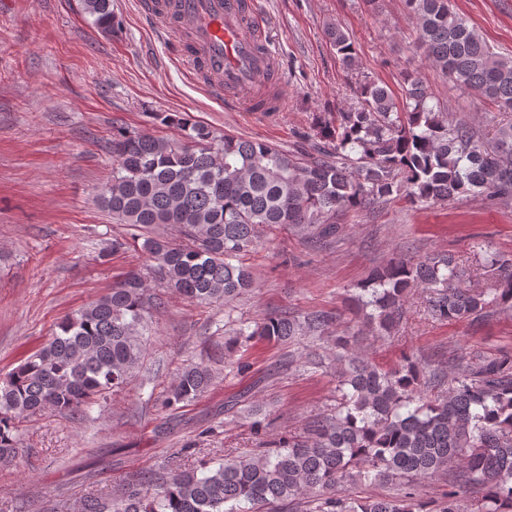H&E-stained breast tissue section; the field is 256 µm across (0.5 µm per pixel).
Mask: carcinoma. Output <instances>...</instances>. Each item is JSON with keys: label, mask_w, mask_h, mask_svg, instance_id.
Wrapping results in <instances>:
<instances>
[{"label": "carcinoma", "mask_w": 512, "mask_h": 512, "mask_svg": "<svg viewBox=\"0 0 512 512\" xmlns=\"http://www.w3.org/2000/svg\"><path fill=\"white\" fill-rule=\"evenodd\" d=\"M418 42L431 65L468 92L512 112V57L493 52L450 0H405ZM101 30L113 27L112 0H82ZM350 68L357 56L337 25L325 29ZM444 104L417 76L403 78L401 101L367 80L357 105L316 121L308 147L284 151L266 142L216 134L176 114L155 119L183 128L171 142L115 127L112 182L103 206L112 219L138 229L142 249L166 287L199 303L237 299L252 287L242 258L261 232L283 226L325 244L339 232L336 217L375 209L393 194L413 205L447 202L477 190L512 202V123L483 139L466 122L450 124ZM179 228L176 243L159 233ZM495 277L453 255L395 258L374 269L355 301L380 335L403 316L414 288L429 292L425 308L442 320L482 318L512 309V258L490 256ZM467 280L471 286L461 287ZM161 305L143 272L133 270L88 306L66 315L59 333L0 375V462L19 451L23 423L47 410L79 413L127 383L145 352V313ZM326 313L275 316L236 335L284 343L325 332ZM336 406L305 435L274 441L259 454L228 453L215 466L170 476L137 473L108 501L87 499L81 512H512V357L473 351L426 371L413 356L385 370L336 337ZM215 379L205 363L184 366L166 402L196 398ZM448 475L441 505L407 492L402 498L346 494L358 478L403 481ZM474 494L470 506L457 489Z\"/></svg>", "instance_id": "cac0c4a2"}]
</instances>
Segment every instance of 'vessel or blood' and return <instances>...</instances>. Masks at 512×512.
Here are the masks:
<instances>
[{
	"label": "vessel or blood",
	"mask_w": 512,
	"mask_h": 512,
	"mask_svg": "<svg viewBox=\"0 0 512 512\" xmlns=\"http://www.w3.org/2000/svg\"><path fill=\"white\" fill-rule=\"evenodd\" d=\"M141 9L193 45L187 64L217 99L235 106L268 91L278 64L263 46L265 23L251 0H174L168 10L143 0Z\"/></svg>",
	"instance_id": "b4317fda"
}]
</instances>
